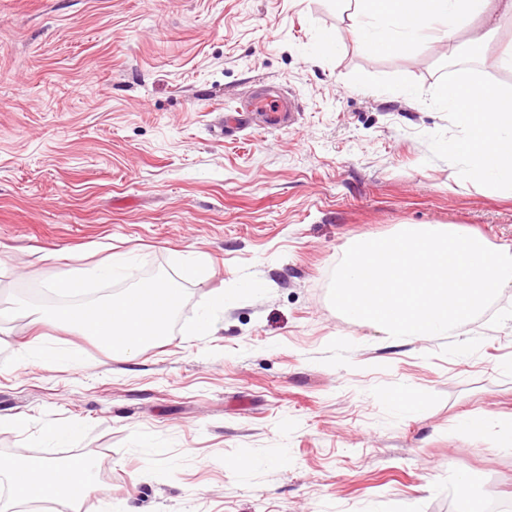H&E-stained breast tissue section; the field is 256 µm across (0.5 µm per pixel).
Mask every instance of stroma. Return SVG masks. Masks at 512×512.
I'll return each mask as SVG.
<instances>
[{
    "label": "stroma",
    "mask_w": 512,
    "mask_h": 512,
    "mask_svg": "<svg viewBox=\"0 0 512 512\" xmlns=\"http://www.w3.org/2000/svg\"><path fill=\"white\" fill-rule=\"evenodd\" d=\"M461 67L512 87L461 36L369 52L337 0H0V308L114 254L141 261L130 281L163 272L188 294L132 359L7 323L0 453L102 461L80 512H457L462 472L483 512L512 506V288L412 342L328 298L346 249L402 224L512 246V198L461 177L459 128L430 103ZM264 87L294 123L229 127ZM247 279L263 290L239 294ZM66 423L75 440L45 438Z\"/></svg>",
    "instance_id": "obj_1"
}]
</instances>
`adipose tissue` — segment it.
<instances>
[{"mask_svg":"<svg viewBox=\"0 0 512 512\" xmlns=\"http://www.w3.org/2000/svg\"><path fill=\"white\" fill-rule=\"evenodd\" d=\"M348 32L369 51L412 55L432 33L448 40L476 20L498 24L512 16V0H344ZM460 129L451 153L460 173L492 195H512V91L460 68L434 96ZM99 463L74 457L64 462L0 453V512H22L25 505L48 502L52 512H78L94 486Z\"/></svg>","mask_w":512,"mask_h":512,"instance_id":"ef3b65f1","label":"adipose tissue"}]
</instances>
